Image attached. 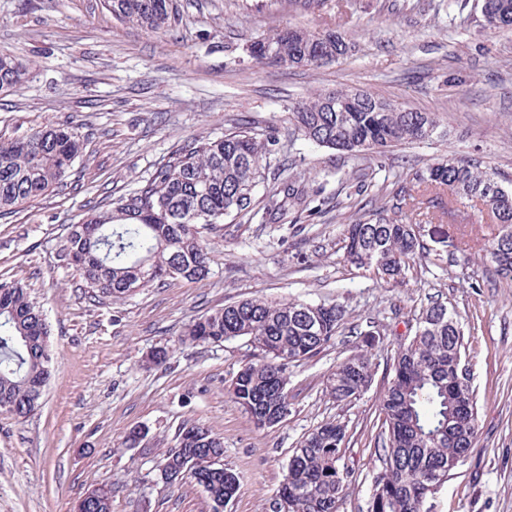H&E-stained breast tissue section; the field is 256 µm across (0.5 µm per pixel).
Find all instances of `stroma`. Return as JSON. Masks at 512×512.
<instances>
[{
  "mask_svg": "<svg viewBox=\"0 0 512 512\" xmlns=\"http://www.w3.org/2000/svg\"><path fill=\"white\" fill-rule=\"evenodd\" d=\"M179 23L155 34L114 19L104 0H0V53L28 60L32 79L0 96V140L48 122H76L86 148L69 177L46 196L0 216V282L23 283L49 325L55 370L27 418L0 412V512H75L88 491H112V512H212L204 489L168 481L162 455L196 422L223 438L225 468L239 490L224 512H268L293 448L316 427L345 426L339 465L347 474L338 512H366L380 467L379 398L393 358L430 301L447 305L462 333L477 402L465 460L433 496L436 512H512V280L482 248L493 227L476 207L456 206L422 223V258L404 279L384 283L347 263L345 224L398 201L417 173L442 158L464 159L512 182V29L486 26L480 0H349L337 7L272 8L269 0H173ZM284 28L343 33L349 51L320 67L261 63L253 41ZM356 88L396 105L433 112L441 134L391 148L375 184L384 196L351 195L344 179L366 167L297 138L288 114L317 93ZM278 131L275 166L321 190L307 217L260 224L242 215L205 231L211 271L102 300L63 257L67 227L90 205L148 179L172 153L238 122ZM350 205L337 207V195ZM264 298L338 303L346 317L317 355L291 363V409L258 429L228 393L256 361L245 338L222 344L180 340L194 318ZM169 349L166 363L144 359ZM363 354L376 365L360 397L325 393L336 363ZM144 431L139 447L125 445Z\"/></svg>",
  "mask_w": 512,
  "mask_h": 512,
  "instance_id": "stroma-1",
  "label": "stroma"
}]
</instances>
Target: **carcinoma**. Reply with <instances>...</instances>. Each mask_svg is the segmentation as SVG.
I'll return each mask as SVG.
<instances>
[{
  "label": "carcinoma",
  "instance_id": "obj_1",
  "mask_svg": "<svg viewBox=\"0 0 512 512\" xmlns=\"http://www.w3.org/2000/svg\"><path fill=\"white\" fill-rule=\"evenodd\" d=\"M118 20L162 32L175 18L172 0H105ZM486 25L512 28V0H482ZM264 41L278 51V63L319 66L348 50L342 34L285 29ZM32 74L29 64L0 54V94ZM301 139L382 163L386 149L431 138L440 120L430 112L405 111L361 90L318 94L292 107ZM277 132L259 139L248 128L181 148L137 188L68 225L65 256L87 287L113 302L167 278L188 281L210 271L209 244L201 229L250 213L263 223L281 220L292 208L312 214L315 198L294 177L277 178L255 208V189L265 180ZM84 139L70 123H48L31 135L0 141V213H12L62 184L82 154ZM492 173L453 158L416 175V186L400 198L415 217L431 222L448 204L476 202L498 233L488 241L497 272L512 279V192L492 190ZM345 260L386 281L404 278L421 246L414 224H403L378 209L346 225ZM345 319L340 304L285 303L248 299L189 322L183 341L222 343L249 338L262 358L243 367L228 392L258 429L262 419L288 416V365L308 359L336 337ZM49 329L43 310L19 282L0 283V404L25 418L39 404L40 382L52 374L46 355ZM459 323L448 307L432 301L416 320L414 335L392 364L380 407L381 468L373 480L367 512H434L433 494L448 477V460L467 453L477 420L471 386L458 382L456 359L463 355ZM374 369L363 355L336 364L325 392L336 401L359 397ZM346 427L326 423L293 449L287 473L272 505L293 502L291 512H338L346 476L339 467ZM224 456V441L199 424L185 425L177 446L163 455V472L203 487L211 503H226L238 492L235 474L213 459ZM76 512H112V491L86 493Z\"/></svg>",
  "mask_w": 512,
  "mask_h": 512
}]
</instances>
